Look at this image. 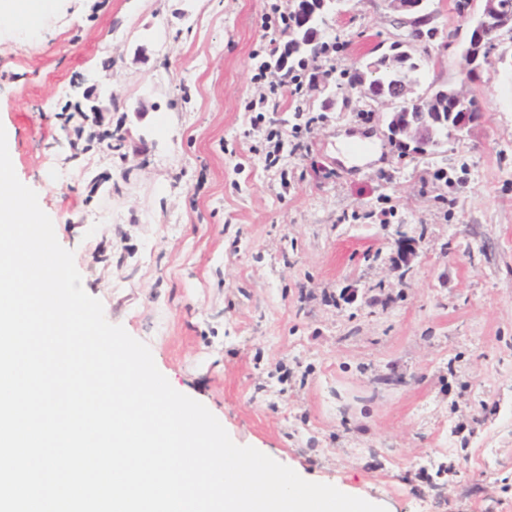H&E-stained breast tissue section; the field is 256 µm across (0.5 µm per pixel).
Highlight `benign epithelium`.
<instances>
[{
    "instance_id": "7a95c632",
    "label": "benign epithelium",
    "mask_w": 512,
    "mask_h": 512,
    "mask_svg": "<svg viewBox=\"0 0 512 512\" xmlns=\"http://www.w3.org/2000/svg\"><path fill=\"white\" fill-rule=\"evenodd\" d=\"M428 0H388L391 11L397 14L398 27L405 29L418 20L424 25L432 23L433 12L428 10ZM479 11H474V0H467L461 6L463 15L472 20L470 36L464 45L463 58L468 69L479 70L493 58L503 59L498 47L504 37L512 36V16L502 12L498 0H480ZM389 81L400 87L397 94L382 99L393 107L389 127L395 135L415 143L422 149L435 148L442 144L439 123L442 119L432 111L436 99L442 98L443 91L428 90L417 97L412 96L415 84H406L395 75L382 68L370 65L368 72L362 74V83L370 85L385 84ZM456 107L461 109L456 121L448 124V136L460 137L470 131L476 121L471 112L470 97L458 93L454 95Z\"/></svg>"
}]
</instances>
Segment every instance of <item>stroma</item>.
<instances>
[{"label": "stroma", "mask_w": 512, "mask_h": 512, "mask_svg": "<svg viewBox=\"0 0 512 512\" xmlns=\"http://www.w3.org/2000/svg\"><path fill=\"white\" fill-rule=\"evenodd\" d=\"M275 1L55 0L1 25L16 175L107 321L237 445L387 512H512V42L471 75L433 45L422 86L482 116L417 154L342 83L393 13L342 0L336 73L277 114L317 121L269 169L247 105Z\"/></svg>", "instance_id": "1"}]
</instances>
